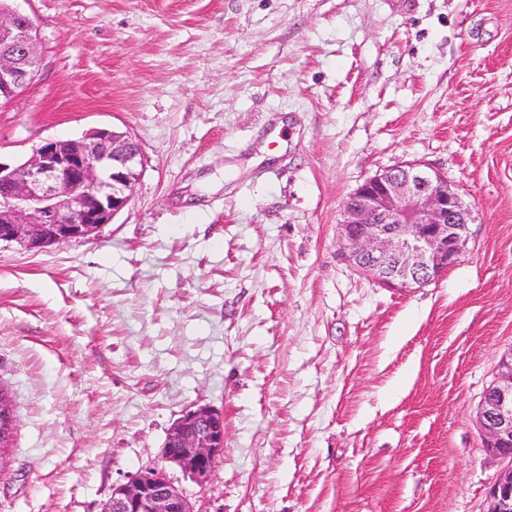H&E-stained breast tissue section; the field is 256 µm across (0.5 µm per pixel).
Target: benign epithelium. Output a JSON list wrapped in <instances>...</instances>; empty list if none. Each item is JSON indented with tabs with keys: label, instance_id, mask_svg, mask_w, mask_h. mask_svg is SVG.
Returning a JSON list of instances; mask_svg holds the SVG:
<instances>
[{
	"label": "benign epithelium",
	"instance_id": "benign-epithelium-1",
	"mask_svg": "<svg viewBox=\"0 0 512 512\" xmlns=\"http://www.w3.org/2000/svg\"><path fill=\"white\" fill-rule=\"evenodd\" d=\"M37 26L12 7L0 10V108L10 105L38 71ZM143 166L140 145L123 132L98 128L79 140H50L25 161L0 162V242L29 251L86 239L132 199ZM471 207L447 181L419 164L366 180L343 204L340 244L348 261L396 288L421 287L456 264L469 239ZM477 413L484 446L512 461V348L500 360ZM17 425L10 391L0 382V451ZM224 453V413L210 406L185 412L169 427L163 459L199 485ZM487 512H512V467L488 487ZM102 512H198L161 468H146L112 489Z\"/></svg>",
	"mask_w": 512,
	"mask_h": 512
}]
</instances>
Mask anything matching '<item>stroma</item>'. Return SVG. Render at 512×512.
Wrapping results in <instances>:
<instances>
[{
	"instance_id": "stroma-1",
	"label": "stroma",
	"mask_w": 512,
	"mask_h": 512,
	"mask_svg": "<svg viewBox=\"0 0 512 512\" xmlns=\"http://www.w3.org/2000/svg\"><path fill=\"white\" fill-rule=\"evenodd\" d=\"M40 69L0 160L112 128L130 203L94 237L0 243V512H101L165 468L200 512H486L476 412L512 349V0H10ZM407 162L472 207L409 291L341 255L345 199ZM224 413L198 486L161 450ZM9 396L8 387L0 382V451L3 453L10 447L17 425L16 413Z\"/></svg>"
}]
</instances>
